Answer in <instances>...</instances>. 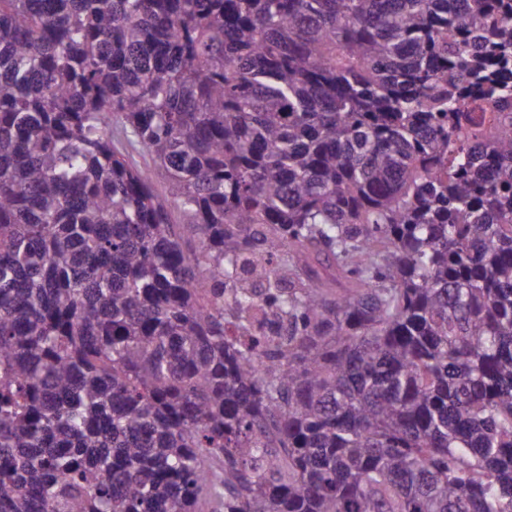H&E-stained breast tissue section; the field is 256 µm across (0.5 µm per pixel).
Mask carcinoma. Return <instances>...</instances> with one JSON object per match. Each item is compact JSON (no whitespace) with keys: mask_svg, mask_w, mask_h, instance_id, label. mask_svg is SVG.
Here are the masks:
<instances>
[{"mask_svg":"<svg viewBox=\"0 0 512 512\" xmlns=\"http://www.w3.org/2000/svg\"><path fill=\"white\" fill-rule=\"evenodd\" d=\"M203 500L512 512V0H0V512Z\"/></svg>","mask_w":512,"mask_h":512,"instance_id":"1","label":"carcinoma"}]
</instances>
